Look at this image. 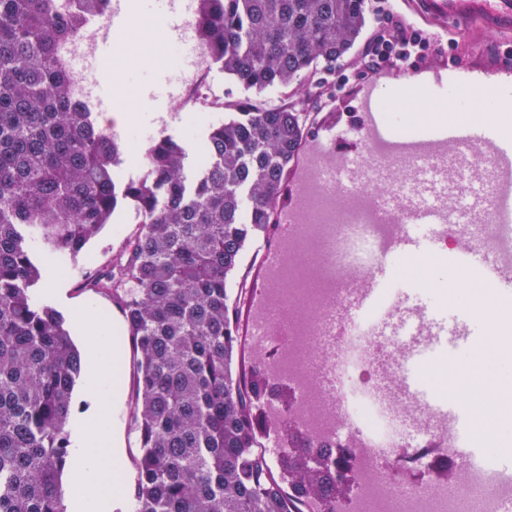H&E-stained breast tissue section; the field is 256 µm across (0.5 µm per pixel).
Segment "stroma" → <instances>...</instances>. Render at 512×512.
I'll list each match as a JSON object with an SVG mask.
<instances>
[{
    "mask_svg": "<svg viewBox=\"0 0 512 512\" xmlns=\"http://www.w3.org/2000/svg\"><path fill=\"white\" fill-rule=\"evenodd\" d=\"M368 25L348 57L337 62L335 69L325 75L322 84V105L319 124L345 123L353 119L362 88L369 82L390 84L405 79L407 74L428 77L433 82L446 81L453 66L494 67L506 43L499 34L470 27L455 34H439L435 24L418 26L426 41L424 50L406 61L388 57L378 66H371L369 53L379 36L392 24H407L404 0H366ZM149 82L137 80L131 69L116 73L104 87L121 96L131 110L139 114L138 129L151 130L154 137L171 136L186 147L191 159H198L203 149L202 139L209 125L220 120L208 100H201L191 128H184L178 105L160 94V87L176 80V72L156 64L147 68ZM139 231L133 207L116 212L110 224L88 245L86 254L73 260L67 257L40 254L44 278L33 288L37 304L59 310L66 319H73L80 307L90 306L105 315L114 327L124 323L122 310L111 294L88 289L87 283L97 274L111 269L125 254L127 245ZM136 354L126 346L123 354L124 392L119 405V436L125 448L123 464L129 480H136L140 456L139 435L132 421L131 403Z\"/></svg>",
    "mask_w": 512,
    "mask_h": 512,
    "instance_id": "stroma-1",
    "label": "stroma"
}]
</instances>
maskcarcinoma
<instances>
[{
  "mask_svg": "<svg viewBox=\"0 0 512 512\" xmlns=\"http://www.w3.org/2000/svg\"><path fill=\"white\" fill-rule=\"evenodd\" d=\"M0 0V512H66V426L82 357L64 318L31 297L32 245L77 257L123 205L141 217L127 257L87 287L112 291L137 352L133 420L142 452L135 512H305L348 487L312 447L266 453L259 366L240 360L229 284L267 239L308 135L323 74L367 26L365 0H198V34L247 96L211 125L206 165L149 143V177L121 181L123 143L72 99L58 48L102 0ZM307 83L277 106L254 99ZM132 287L125 288L126 284Z\"/></svg>",
  "mask_w": 512,
  "mask_h": 512,
  "instance_id": "cac0c4a2",
  "label": "carcinoma"
}]
</instances>
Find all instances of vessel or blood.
<instances>
[{
    "instance_id": "b4317fda",
    "label": "vessel or blood",
    "mask_w": 512,
    "mask_h": 512,
    "mask_svg": "<svg viewBox=\"0 0 512 512\" xmlns=\"http://www.w3.org/2000/svg\"><path fill=\"white\" fill-rule=\"evenodd\" d=\"M413 22L446 20L449 26H476L512 35V0H408ZM409 84L368 85L358 102L355 122L325 127L308 140L302 162L278 213L277 240L265 246L259 271L260 288L248 306L244 333L255 351L288 333V322L268 306V289L279 287L288 265V250L299 239L310 197L321 194L331 209L343 211L361 202L371 224H406L399 234L394 258L374 264L354 295L324 324L328 336L343 335L348 317H393L398 304L390 289L403 283L401 262L408 257L436 261L448 274L450 290L488 282L492 289L469 304L464 321L449 327L440 313L425 304L416 314L437 341L468 342L480 326V344L494 352L501 341L499 325L505 315L499 297L512 294V265L480 260L478 249L463 245L456 255L443 256L437 240L459 224L512 222V129L500 114L512 111V81L460 79L427 89L442 118H428L414 130L397 129L393 98L411 93ZM481 103L485 119L470 112ZM378 191H370V184Z\"/></svg>"
}]
</instances>
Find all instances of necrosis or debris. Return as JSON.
<instances>
[{"instance_id": "1", "label": "necrosis or debris", "mask_w": 512, "mask_h": 512, "mask_svg": "<svg viewBox=\"0 0 512 512\" xmlns=\"http://www.w3.org/2000/svg\"><path fill=\"white\" fill-rule=\"evenodd\" d=\"M172 9L180 19L181 38L164 45L163 51L179 74L178 102L189 115L197 109L201 78L213 59L197 34L198 0H174ZM107 37V22L94 18L59 51L73 95L93 109L100 92L98 73L74 68L72 61L93 56ZM359 218V213L351 212L332 224L302 227L297 245L301 259L290 265L288 285L282 290L292 328L281 337L273 365L276 373L298 384L304 395L288 419L319 447L330 449L326 465L340 467L351 479L350 512H459L461 497L470 495L477 501L475 512H501L503 503L512 500V478L496 476L484 464L453 467L456 428L439 431L417 397L395 393L386 400L376 391L372 351L381 344L389 348L388 377L396 379L410 358L412 337L377 336L371 320L356 317L340 342L318 351L313 348L314 316L324 315L344 294L343 288L332 287L316 255L328 243H335L337 265H352L364 272L376 260L388 258L383 244L400 230L396 224H363ZM459 234L479 248L512 258V223L473 224ZM432 439L440 440V448L432 457L421 458L422 443ZM410 460L422 461L429 469L449 470V483L427 488L392 478V470Z\"/></svg>"}]
</instances>
